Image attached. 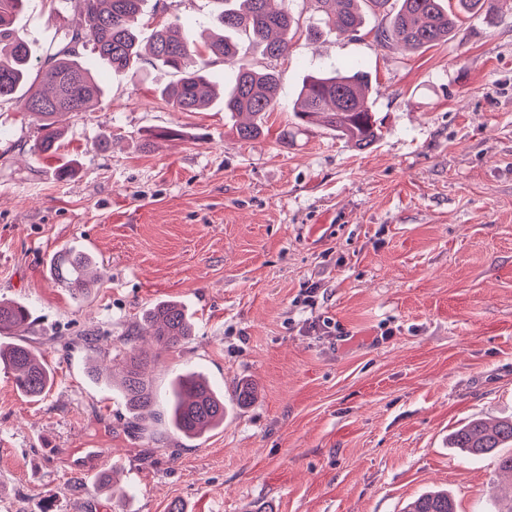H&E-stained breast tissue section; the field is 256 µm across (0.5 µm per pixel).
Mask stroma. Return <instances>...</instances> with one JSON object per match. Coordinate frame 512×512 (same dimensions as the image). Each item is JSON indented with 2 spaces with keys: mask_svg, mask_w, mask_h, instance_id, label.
<instances>
[{
  "mask_svg": "<svg viewBox=\"0 0 512 512\" xmlns=\"http://www.w3.org/2000/svg\"><path fill=\"white\" fill-rule=\"evenodd\" d=\"M287 6L299 31L252 140L223 101L161 100L172 76L148 64L133 80L97 61L101 100L49 154L31 150L36 120L0 103V300L34 308L23 337L54 376L33 400L0 370V512H402L433 487L458 512H494L508 484L496 457H463L449 438L512 418V14H461L448 42L409 51L376 42L387 19L371 5L358 35L316 39L313 0ZM146 9L142 37L212 31L209 0ZM80 21L77 0H27L15 25L38 64ZM354 64L379 139L360 150L297 130L304 81ZM69 248L100 273L78 300L48 275ZM163 300L195 329L148 368L157 412L189 370L224 395L223 425L198 439L150 417L129 428L119 388L63 345L87 334L123 353ZM243 383L255 397L241 408ZM105 471L124 497L100 486Z\"/></svg>",
  "mask_w": 512,
  "mask_h": 512,
  "instance_id": "1",
  "label": "stroma"
}]
</instances>
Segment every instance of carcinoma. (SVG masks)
Instances as JSON below:
<instances>
[{
	"instance_id": "carcinoma-1",
	"label": "carcinoma",
	"mask_w": 512,
	"mask_h": 512,
	"mask_svg": "<svg viewBox=\"0 0 512 512\" xmlns=\"http://www.w3.org/2000/svg\"><path fill=\"white\" fill-rule=\"evenodd\" d=\"M26 0H0V100H11L21 89L24 111L40 121L33 149L39 153L56 150L63 117L86 112L98 101L102 89L95 81L93 65L78 61L79 48L93 46L98 58L119 76L135 78L146 59L153 67L170 71L175 80L160 89L161 97L182 112H196L210 103L206 67L210 60L224 62V80L231 89L224 94V111L242 119L236 127L242 140H250L263 130L266 115L279 100V76L273 68L257 71L239 60L240 40L262 49V54L278 60L288 53L292 17L285 7L273 8L271 0H214L215 25L223 34L197 46L179 30L164 25L153 31L147 55H142L137 24L146 0H79L82 27L64 32L61 43L46 55L48 67L34 68L31 50L15 28L17 14ZM325 15L328 30L354 35L361 25V0H314ZM467 10L497 14L508 8L509 0H459ZM457 25V15L446 0H400L387 26L376 39L405 50L428 49L448 41ZM297 125L319 124L336 131L355 147L365 149L381 135L369 98L368 79L357 66L311 76L303 85L294 107ZM95 264L91 256L71 249L54 260L52 279L78 299L94 287L88 270ZM33 313L29 306L0 301V334L29 327ZM146 328H141V325ZM143 324L128 332L121 392L134 419L156 404L151 380L143 372L144 359L136 352V342L149 341L166 351L191 336L192 323L183 306L161 302L146 313ZM0 365L13 376L16 389L35 399L51 388L53 374L36 351L24 340L0 344ZM168 421L187 437H198L224 423V396L200 375H178L169 404ZM451 447L471 456L494 455L501 471L512 475V420L488 426L479 420L455 430ZM405 512H456L446 491H428L410 503Z\"/></svg>"
}]
</instances>
